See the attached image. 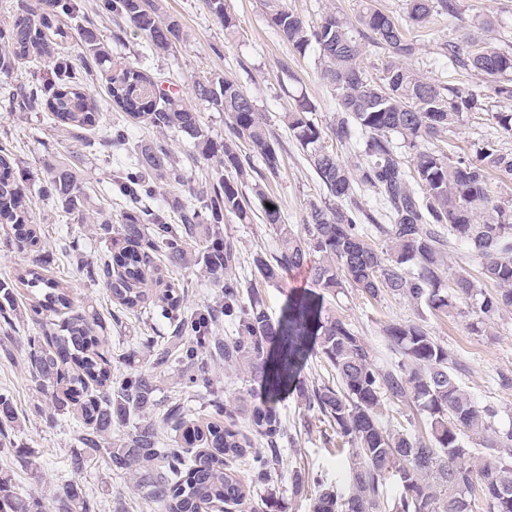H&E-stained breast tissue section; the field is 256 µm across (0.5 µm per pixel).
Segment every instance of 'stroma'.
Listing matches in <instances>:
<instances>
[{
  "label": "stroma",
  "mask_w": 512,
  "mask_h": 512,
  "mask_svg": "<svg viewBox=\"0 0 512 512\" xmlns=\"http://www.w3.org/2000/svg\"><path fill=\"white\" fill-rule=\"evenodd\" d=\"M283 2L308 23H319L326 13L332 12L346 21L352 32L360 30L357 17L363 0ZM79 3L84 16L92 18L99 40L113 58L139 63L163 87L175 84L186 90L194 80L221 76L234 80L253 97L280 144L282 160L278 175L273 177L265 174L258 156H251L252 175L266 193L280 199L285 223L301 228L310 201L322 196L323 189L306 155L290 137L283 116L298 95L313 102V117L320 125L330 124L335 115L336 96L320 76L317 50H309L303 56L293 52L270 24L266 0H230L229 10L237 23L236 32L230 35L208 9L207 0H157L162 15L176 20L182 32L180 42L166 53L155 52L132 30L122 38H113L111 21L97 13L98 0ZM455 3L457 14H437L414 27L408 19V0H373L374 6L392 17L403 30L417 35L419 50L409 59L410 67L429 80L468 90L480 103L479 109L462 112L454 133L442 142V150L468 156L487 143L512 150V132L505 131L494 118L495 113L512 111V101L498 99L481 75L457 67L441 54L447 41L460 40L464 35L484 37L482 24L487 19L493 22L492 35L498 44L512 47V0ZM52 124V116L46 110L15 115L0 111V146L8 147L14 158V175L38 187L44 183L51 164L82 157L89 212L119 218L126 209L125 202L117 196L106 199L104 193L119 174L122 155L105 143L101 130L89 131L83 140L69 139L54 136ZM167 142L181 160L188 183L180 189L160 186L158 199L164 202L176 197L190 201L191 190L202 188L211 167L205 161L195 160L193 141L186 134H171ZM33 215L46 242L42 254L17 248L10 240V230L0 227V279H13L18 269L31 265L35 258H43L49 276L68 281L78 302H89L97 308L107 327L113 368H125L127 354L145 326H152L154 335H166L168 322L151 302L143 305L140 314L125 318L122 326L113 325L116 302L105 288L89 283L78 272L74 258L62 249L67 240L78 239L86 258L96 261L111 257L110 244L96 238L87 225L73 223L51 200L35 198ZM224 232L234 238L245 259L243 280L257 279L254 255L268 256L278 247L274 230L261 219L260 208H253L250 222L244 224L234 218L226 219ZM306 290L318 300L323 316L341 318L351 326L382 368L395 360L382 332L384 325L401 320L421 321L430 336L447 348L459 384L479 405L496 409L495 428H512V310L482 322L468 301L460 303L446 317L430 314L399 298L371 299L352 288L332 298L311 289L306 271L300 269L288 275L281 286L265 288L271 318L281 316L289 292ZM32 328L31 321L17 323L15 345L10 353L0 352V391L13 394L21 418L17 427L0 435V469L8 472L13 492L23 498L33 495L47 501L57 485L74 481L95 501L98 512H150L142 499L130 492L126 475L102 460H94L79 475L68 470L67 461L76 448V425L65 416L48 419L38 409L40 395L24 367L23 340ZM344 460V455L325 443L320 432L298 434L294 443L282 446L279 486L287 488V479L298 466L322 470L332 482L343 480Z\"/></svg>",
  "instance_id": "stroma-1"
}]
</instances>
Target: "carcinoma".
I'll return each mask as SVG.
<instances>
[{
	"mask_svg": "<svg viewBox=\"0 0 512 512\" xmlns=\"http://www.w3.org/2000/svg\"><path fill=\"white\" fill-rule=\"evenodd\" d=\"M41 11L22 7L0 25V74L11 76L15 62L44 60L52 66L55 83L41 69L30 70L18 93L0 101L6 112H36L47 105L55 130L75 138L99 127L102 112L87 92L85 80L96 76L106 85L112 103L136 123L161 135L183 132L206 161L216 164L197 209L178 199L168 208H149L156 184L184 187L185 171L166 140L130 144L129 129L109 124L106 142L125 151L121 174L107 196L116 193L130 208L118 223L107 219L94 234L112 242V259L80 261L79 271L106 288L126 310L138 312L149 295L148 272L163 277V266L195 267L201 282L220 288L219 298L193 310L178 285L158 296L162 316L169 320L166 336L147 333L137 346L151 359L138 369L139 352L128 356L129 370L112 373L108 337L93 306L73 311L71 287L46 277L42 264L17 273L34 301L22 309L14 285L0 281V335L10 338L15 321L28 317L34 325L26 337L25 363L44 398L50 416L66 415L78 424L79 450L69 466L80 473L93 457L132 476V487L157 512H284L278 477L279 441L294 440L288 425L265 399L251 404L254 389L226 400L214 379L215 369L258 382L267 395L293 383L297 362L306 352L308 336H318V350L335 372L336 383L299 382L301 404L317 414L336 437L347 444L346 484H333L319 470L289 475L288 492L302 497L305 487L316 490L311 512H512V432L493 428L495 411L481 407L456 381L448 349L415 321L393 322L383 334L397 355L388 368L378 367L362 338L349 324L323 318L311 297L288 299L282 316L270 318L263 288L281 282L283 274L304 268L314 287L334 295L353 288L373 299L402 298L431 313L446 315L458 302L472 300L483 319L512 308V199H494L487 175L495 172L512 181V152L482 147L474 159H453L432 148L459 123L460 111L477 106V98L454 86L440 85L406 65L416 54L417 41L395 21L372 6L359 22L364 35L387 51L381 76H364L362 51L350 28L334 14L309 25L280 0H268L270 23L300 56L319 52L320 76L336 92V116L330 131L336 141L354 149L356 163H342L324 145V129L305 98L287 113L290 135L306 153L325 194L309 204L302 230L284 222L279 200L254 188L265 223L272 226L278 249L271 258L255 255L260 280L249 285L237 275L241 254L224 235V219H250L245 192L251 166L242 160L245 141L275 176L281 166L279 143L254 99L229 79L215 77L192 85L194 101L223 112L229 134L217 144L204 134L193 101L167 93L142 67L112 60L87 18L77 28L80 66L57 55L46 36L59 16L72 17L75 0H41ZM410 17L421 24L433 14L453 13L454 0H409ZM211 11L227 33L235 22L228 0H209ZM99 12L128 23L157 50L168 52L180 40L173 19L161 18L153 0H101ZM442 55L463 69L484 76L492 93L512 101V51L492 39L471 37L449 41ZM410 154L405 164L400 149ZM75 160L49 167L38 193L58 203L65 213L85 223V195L78 183ZM368 188L378 205L365 209L358 191ZM32 193L15 178L0 148V224L13 231L18 246L41 251L42 235L31 224ZM273 208H268V205ZM380 241L373 239V232ZM469 246L481 262V279L467 270L452 282L443 277L454 241ZM164 258L165 265L156 263ZM490 283L496 293L482 286ZM234 328L219 335V325ZM174 376L189 398L160 408L158 393ZM402 402L424 421V434L412 433V417L387 426L380 422L386 404ZM245 416L248 429L239 428ZM18 413L9 393L0 392V433L14 425ZM133 422L119 434L116 429ZM485 439L491 453L472 460L465 438ZM268 448H254L253 438ZM247 467V476L239 475ZM7 475H0V512H46L39 497H14ZM396 484L398 494L388 495ZM54 512H93L94 504L76 483L57 486Z\"/></svg>",
	"mask_w": 512,
	"mask_h": 512,
	"instance_id": "1",
	"label": "carcinoma"
}]
</instances>
